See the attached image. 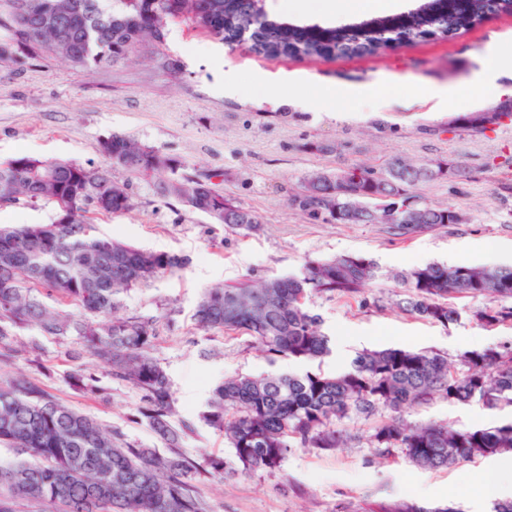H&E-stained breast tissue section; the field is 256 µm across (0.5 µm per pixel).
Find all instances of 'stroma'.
Instances as JSON below:
<instances>
[{
    "instance_id": "35a3bbf8",
    "label": "stroma",
    "mask_w": 512,
    "mask_h": 512,
    "mask_svg": "<svg viewBox=\"0 0 512 512\" xmlns=\"http://www.w3.org/2000/svg\"><path fill=\"white\" fill-rule=\"evenodd\" d=\"M424 0H401L394 12L374 4L356 13L285 11L266 0L267 20L317 31L375 27L406 17ZM512 53V14L496 13L455 37L398 43L362 57H270L254 52L250 35L219 40L183 25L170 26L160 52L142 51L108 67L75 68L46 54L26 66L0 62V161L30 155L100 165L99 142L120 133L181 161L187 175L209 176L214 189L259 218L256 229L214 224L163 198L154 177L112 171L134 203L121 215L94 218L97 233L128 245L185 259L177 274L121 293V317L150 321L149 354L165 370L176 408L174 426L189 424L178 451L196 463L211 456L233 462L223 433L203 417L213 387L236 376L347 371L363 351L402 348L446 356L459 365L473 337L485 345L512 343V323L484 327L472 316L485 300H459L457 322L415 318L397 305L395 273L429 263L485 265L483 250L500 244L501 264L512 265V123L484 132L463 128L434 101L414 99L416 88H455L463 113L499 104L498 96L470 95L467 84L490 44ZM386 77L383 106L375 112H325L308 101L324 87L353 88ZM246 85L272 84L247 96L224 92L225 78ZM445 161L460 175L413 188L417 200L459 211L458 224L400 234L387 224H338L312 217L295 204L307 178L356 165L381 172L393 160ZM361 255L380 268L379 278L353 297L312 295L307 305L331 343H344V359L270 357L243 331H203L193 319L203 289L253 284L301 274L307 261ZM37 351H28L30 342ZM17 354L0 367L6 377L39 381L53 398L122 433L128 442L165 450V443L133 414L141 391L113 379L95 358L78 359L79 336L17 335ZM98 377L95 393L80 390L77 367ZM388 410L337 422L344 443L329 451L292 448L275 471L198 477L194 489L209 512H388L399 503L431 512H492L495 495L473 494L480 478L498 469V457H479L447 469L424 470L403 452L383 453L372 435ZM512 418L482 404L440 397L412 406L405 423H448L469 429Z\"/></svg>"
}]
</instances>
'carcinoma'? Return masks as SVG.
Here are the masks:
<instances>
[{"label": "carcinoma", "mask_w": 512, "mask_h": 512, "mask_svg": "<svg viewBox=\"0 0 512 512\" xmlns=\"http://www.w3.org/2000/svg\"><path fill=\"white\" fill-rule=\"evenodd\" d=\"M21 0H6L0 12V60L24 66L52 54L76 68L111 65L129 59L144 44H164L169 26L184 23L213 35L208 17L224 12V0H36L38 9L20 13ZM254 0H241L233 28L255 29ZM454 13L427 8L394 28L397 36L416 41L427 35L448 38L457 33ZM288 44L272 32L254 43L262 54L322 57L326 53H376L390 42L382 35L370 41L340 35L324 46L304 29H288ZM512 112V101L457 118L481 131ZM106 163L82 166L63 160L19 156L0 163V205L19 201L54 204L50 224L0 226V365L15 353L17 331L36 326L43 336L83 339L85 352L100 359L109 374L143 392L137 418L168 447L176 446L180 429L174 414L168 377L148 354L153 338L145 320L116 316L117 296L161 276L172 275L185 260L168 253L132 247L94 233L90 213L120 215L132 208L125 185L112 168L151 177L168 171L159 192L214 224L252 229V211L216 192L201 179L180 175L178 160L161 155L128 136L103 138ZM428 164L394 161L376 173L353 167L344 192L336 194V174L320 172L308 181L299 206L338 224L371 221L351 211L374 191L410 202L407 217L395 227L404 234L458 222L450 206L421 204L410 189L438 179ZM378 276V266L363 256L308 261L299 276L277 277L259 285L241 283L205 289L196 305L199 329L243 330L272 356L317 360L330 352L318 315L307 307L310 295L353 297ZM403 288L399 306L421 319L446 326L458 320L459 299L512 298V266L438 263L394 276ZM75 305L79 317L50 311L45 299ZM483 326L512 322V307L474 311ZM459 371L448 358L428 351H364L351 368L336 375L267 374L224 380L208 403L207 419L224 432L241 470L274 471L292 444L331 450L340 446L336 422L353 415H372L383 407L393 413L436 396L461 404L479 402L494 411L512 406V345L468 351ZM374 440L389 452L400 448L415 465L446 469L479 456L512 452V420L461 429L448 424L407 425L392 418L378 425ZM0 445L13 459H0V512H16L20 501H38L49 512H207L190 482L197 472L178 453L139 448L93 417L51 398L39 382L0 378Z\"/></svg>", "instance_id": "obj_1"}]
</instances>
